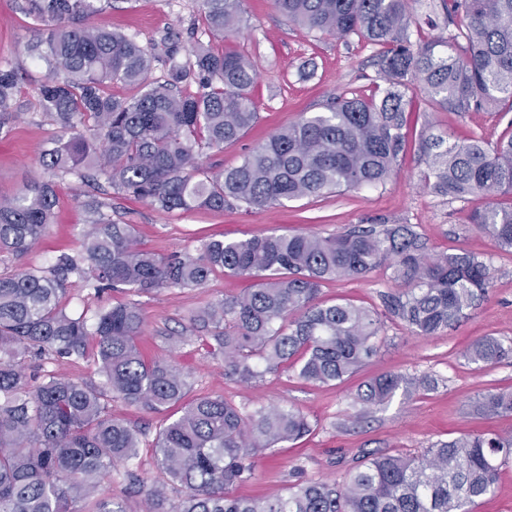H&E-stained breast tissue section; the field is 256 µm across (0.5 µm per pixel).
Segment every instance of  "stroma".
Wrapping results in <instances>:
<instances>
[{
  "mask_svg": "<svg viewBox=\"0 0 512 512\" xmlns=\"http://www.w3.org/2000/svg\"><path fill=\"white\" fill-rule=\"evenodd\" d=\"M242 7L250 18L249 26L231 41L210 42L216 51L229 48L253 61L257 72L253 94L260 119L239 142L204 151L200 162L206 168L237 166L245 148L260 144L302 114L324 111L335 97L371 96L379 82L375 49L356 36L307 32L280 13L274 0H242ZM94 21L134 36L143 47L155 48L158 53L164 49V37L172 33L185 39H207L200 0H112ZM41 28V23L17 10L16 0H0V67L18 69L22 75V115L8 132L0 133V197L15 195L26 183L45 178L41 153L45 142L57 133L56 126L43 116L36 95L46 71L28 51ZM408 112L401 171L382 188L326 194L252 212L233 207L217 212L164 213L113 190L105 192L112 203L113 219L134 225L140 246L160 255L196 253L203 238L246 239L295 232L327 237L358 224H411L430 253L467 251L484 258L494 270L487 297L468 318L427 337L413 335L404 324L383 313V294L397 288L388 266H379L359 279L326 284L319 296L321 303L347 301L381 313L376 354L333 386L307 383L291 368L247 386L227 380L223 356L211 353L200 337L188 331L192 311L243 293L254 286V279L218 272L201 288H172L140 297L145 327L139 343L144 356L149 360L171 358L183 367L190 384L189 398L220 396L250 410L292 407L312 425L303 438L259 452L256 478L237 485L233 490L236 496L261 498L284 493L300 474L343 482L370 450L415 455L477 430L512 433V417L486 419L474 409L486 391H512V358L485 366L466 356L470 345L483 336L512 343V254L498 250L491 238L466 224L469 204L435 195L419 180L426 169L420 149L423 130L449 142L474 131L493 142L512 132V112L436 111L420 97L413 98ZM55 190L54 223L23 256L0 254V274L32 269L47 272L59 254L79 251L87 222L82 205L86 188L78 178L69 177L57 182ZM128 300L127 293L98 292L72 277L65 284L63 303L67 312L92 321L99 312ZM180 334L185 335V342L171 346L169 337ZM97 351V340L92 337L83 356L59 360L48 353L29 354L22 363L30 374L52 372L90 382L96 378ZM390 373L426 378L430 384L398 390L389 403L364 409L356 399L360 385ZM109 411L140 430L141 449L130 468L113 471L102 491L123 500L127 512H140L141 495L130 485L126 472L134 470L148 484L160 479L153 444L167 416L120 401L111 402Z\"/></svg>",
  "mask_w": 512,
  "mask_h": 512,
  "instance_id": "obj_1",
  "label": "stroma"
}]
</instances>
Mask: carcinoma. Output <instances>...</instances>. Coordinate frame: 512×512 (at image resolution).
Here are the masks:
<instances>
[{
    "mask_svg": "<svg viewBox=\"0 0 512 512\" xmlns=\"http://www.w3.org/2000/svg\"><path fill=\"white\" fill-rule=\"evenodd\" d=\"M309 32L380 47L381 99L336 97L326 111L305 114L248 151L230 169L201 173L203 149L240 141L259 119L251 88L252 61L239 52H214L203 42L194 61L167 53V80H148L153 56L133 39L84 20L103 10L98 0H22L21 13L43 28L31 54L44 62L37 95L59 135L42 165L49 180H33L0 200V252L25 254L53 223V179L73 175L105 180L116 192L158 211L228 205L262 210L343 189L384 186L406 151L407 92L445 112L512 110V0H440L448 36L422 35L408 0H274ZM215 36L235 37L247 24L241 0H201ZM119 81L132 94L119 98ZM197 85L194 91L189 90ZM16 70L0 68V131L19 117ZM423 182L455 201L481 199L466 223L512 252V134L494 144L471 136L445 144L421 138ZM82 253L57 258L47 274L0 275V512H126L123 501L99 495L119 465L138 456L139 431L108 413L120 400L161 413L184 399L187 375L175 361L144 359V319L135 303L99 313L93 324L65 312L61 299L71 275L96 290L148 295L165 288H201L220 271L256 278L238 296L195 311L191 331L224 355V377L250 384L282 366L313 384L356 372L376 352L377 312L349 302L317 301L322 284L362 277L391 261L406 289L383 297L393 318L416 336H436L468 316L489 292L490 264L470 253L432 256L410 224L352 228L329 237L312 232L270 234L201 243L198 253L159 256L139 247L131 224L103 212L92 196ZM98 339L101 382L54 373L32 383L20 366L31 349L58 359L84 354ZM512 355L493 337L473 342L467 357L490 365ZM399 375L369 380L358 390L364 405L388 403ZM478 413L512 416V393L487 391ZM311 430L294 408L247 411L222 398H196L158 432L155 455L164 479L141 487L145 512H469L494 489L512 458V434L473 433L440 442L421 454L367 452L340 483L298 479L269 498L235 497L232 488L255 475L257 452L300 439ZM183 490L168 504V487Z\"/></svg>",
    "mask_w": 512,
    "mask_h": 512,
    "instance_id": "obj_1",
    "label": "carcinoma"
}]
</instances>
